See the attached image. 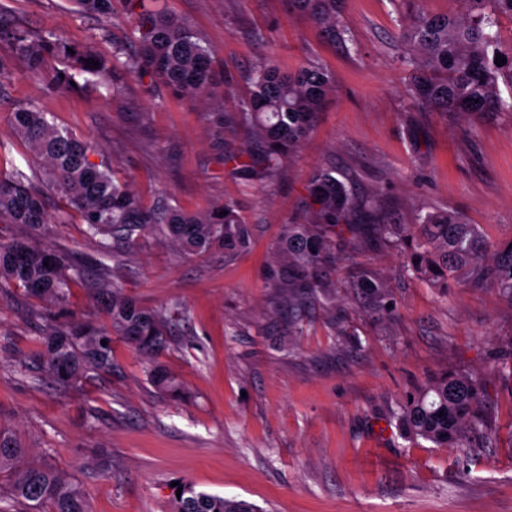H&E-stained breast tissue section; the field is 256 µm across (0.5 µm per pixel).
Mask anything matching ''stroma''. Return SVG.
<instances>
[{
  "instance_id": "stroma-1",
  "label": "stroma",
  "mask_w": 512,
  "mask_h": 512,
  "mask_svg": "<svg viewBox=\"0 0 512 512\" xmlns=\"http://www.w3.org/2000/svg\"><path fill=\"white\" fill-rule=\"evenodd\" d=\"M0 3L6 24L60 34L105 58L129 31L120 2L104 21L79 14L73 0ZM146 6L187 21L237 95L264 57L285 70L321 67L334 91L272 187L225 163L243 136L218 133L202 100L129 78L118 103L82 75L76 89L47 92L13 61L14 78L0 85V171L31 164L10 114L35 99L49 121L92 139L145 205L195 212L232 199L253 236L229 256L185 254L149 236L115 261L99 254L79 216L51 225L41 243L93 268L72 289L79 318L105 323L98 294L107 285L148 309L186 308L188 321L159 357L184 396L160 397L147 360L118 337L112 374L79 388L31 385L14 364L36 329L15 291L0 295V431L78 480L92 512H172L182 480L261 512H512V379L502 372L512 361V302L490 287H429L408 276L399 252L363 246L331 274L335 309L310 302L301 334L288 336L287 312L269 308L273 254L286 224L308 217L307 184L319 169L375 196L381 215L412 224L432 209L455 210L491 242L512 241V112L472 119L413 109L398 63V17L457 11L460 0H344L342 43L285 0ZM354 269L384 280L392 312L342 291ZM450 371L482 383V438L459 448L407 438L403 405Z\"/></svg>"
}]
</instances>
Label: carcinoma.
Returning a JSON list of instances; mask_svg holds the SVG:
<instances>
[{
  "mask_svg": "<svg viewBox=\"0 0 512 512\" xmlns=\"http://www.w3.org/2000/svg\"><path fill=\"white\" fill-rule=\"evenodd\" d=\"M82 13L108 17L117 0H75ZM131 25L125 45H113L112 61L54 33L36 35L22 27L0 25V82L12 77L14 58L25 60L26 76L47 80L53 90L71 89L73 74L52 69L62 61L79 73L112 77V97L122 95L123 79L147 77L173 93L204 95L210 105L224 108L235 101L236 111L224 113L220 128L242 132L241 149L225 153V160L248 158L270 181L283 176L285 163L298 150L314 126L331 92V77L310 66L284 71L273 61L259 62L248 76L250 92L237 97L228 84L218 85L207 47L187 22L162 12L141 8L143 0H122ZM471 5L466 14L441 16L416 11L400 20L399 38L404 44L401 64L408 76L407 96L417 110L458 112L482 116L488 112H512V100H504L499 82L512 85V54L502 55L497 17L512 18V0H462ZM343 0H288V7L307 16L328 38L345 40L338 24ZM73 52H68V49ZM93 59L99 65L89 66ZM11 123L28 145L43 182L65 202L52 214L43 193L32 186L27 174L15 168L0 172V218L27 228L24 239L0 238V294L22 290L34 300L24 317L39 326L30 350L37 371L20 364L24 377L40 385L50 377L76 387L91 375L112 372V337L119 336L143 356L154 360L149 379L158 390L170 394L181 386L156 358L169 346V336L187 313L180 306L145 309L135 298L114 286L101 289L99 302L107 323L91 326L67 318L71 287L89 274L66 252L35 242L49 224L68 223L70 213L86 225L85 235L112 248L117 260L147 235L168 238L189 254L214 247L226 253L246 250L251 228L240 217L237 203L224 201L222 210L187 213L177 208L146 207L129 186L114 176L106 163L95 164L89 155L94 145L51 123L39 102L32 99L11 112ZM312 217L304 224L291 222L280 252L284 263L270 266L269 280L278 294L275 302L293 303L301 296H319L325 307L335 295L330 271L346 259V234L355 233L358 211L373 214L378 201L357 198L347 182L332 170H318L308 185ZM375 245L399 251L407 270L434 288L460 283L470 288L491 286L512 301V245L492 244L478 226L453 211L433 210L418 216L415 224L397 221L370 224L366 228ZM49 266H44V262ZM349 293L371 297L375 310L389 307L384 284L367 271L348 280ZM483 390L478 379L465 373L444 375L419 397L402 408L405 433L438 447L463 445L483 425ZM27 449L0 433V512H90L82 486L49 464L26 460ZM180 497L173 498V512H257L245 500L198 492L180 482Z\"/></svg>",
  "mask_w": 512,
  "mask_h": 512,
  "instance_id": "cac0c4a2",
  "label": "carcinoma"
}]
</instances>
